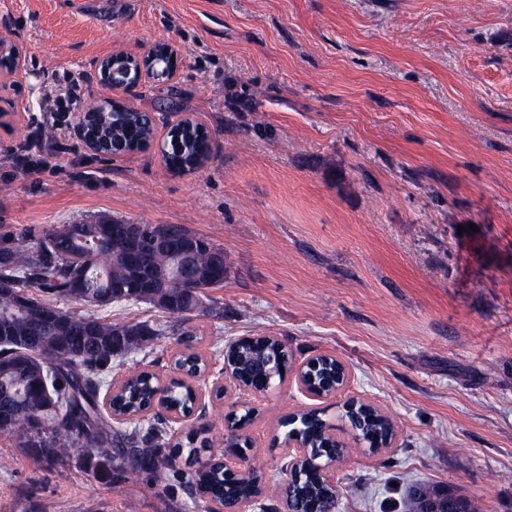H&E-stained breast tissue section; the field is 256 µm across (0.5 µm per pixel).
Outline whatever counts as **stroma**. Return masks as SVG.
<instances>
[{"mask_svg": "<svg viewBox=\"0 0 512 512\" xmlns=\"http://www.w3.org/2000/svg\"><path fill=\"white\" fill-rule=\"evenodd\" d=\"M28 76L0 82V246L60 224H179L224 249L214 312L183 324L212 373L224 344L275 336L293 364L331 353L347 395L377 403L394 447L337 466L338 512H409V488L441 485L481 512H512V0H0ZM179 47L175 78L121 97L156 113L150 149L87 150L71 123L98 101L95 64ZM213 136L198 172L170 171L167 126ZM156 331L114 360L170 374L173 319L113 304ZM294 375L269 393L227 392L189 421L210 440L253 408L250 461L279 504L289 415L312 406ZM0 512H204L184 488L129 486L37 459L0 433Z\"/></svg>", "mask_w": 512, "mask_h": 512, "instance_id": "35a3bbf8", "label": "stroma"}]
</instances>
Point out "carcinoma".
Here are the masks:
<instances>
[{
  "mask_svg": "<svg viewBox=\"0 0 512 512\" xmlns=\"http://www.w3.org/2000/svg\"><path fill=\"white\" fill-rule=\"evenodd\" d=\"M172 140L168 136L163 150L169 153L171 166L179 167L197 149L189 147L181 157ZM159 229L158 224L144 225L135 271L123 258L125 241L110 233L103 236L90 224H60L34 247L22 243L0 247V281L30 292L36 302L32 309L15 313L14 297L0 294V423L5 433L39 455L109 470L124 477L132 490L142 474L164 483L173 471V458L184 451V445L177 443L162 452L165 418L156 417V424L144 431L127 432L113 428L112 418L99 405L100 392L107 386L104 372L114 359L143 349L153 329L140 322H114L94 313L65 310L66 334L60 336L57 326L46 323L40 312L59 311L61 301L94 307L92 297L110 295L116 285L127 293L116 302L141 303L145 278L157 274L177 306L169 317L185 319L196 310L188 291V269L208 275L213 287H224V269L213 265L218 246L195 234L191 256L170 248L162 253L152 244ZM270 357L273 380L280 381L291 353L275 339L242 344L230 354V361L246 376L250 363ZM153 387L154 380L145 370L129 376L125 391L117 397L118 408L136 410ZM198 485L214 498L230 501L256 497L261 482L256 467L248 463L238 474L198 472L186 482L189 491ZM296 490L304 500L322 501L336 494L304 471L299 472Z\"/></svg>",
  "mask_w": 512,
  "mask_h": 512,
  "instance_id": "obj_1",
  "label": "carcinoma"
}]
</instances>
